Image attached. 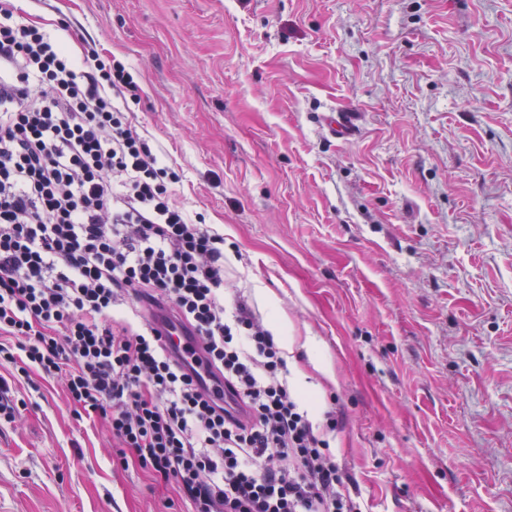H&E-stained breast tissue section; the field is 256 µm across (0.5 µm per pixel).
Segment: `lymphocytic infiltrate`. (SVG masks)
<instances>
[{
	"label": "lymphocytic infiltrate",
	"instance_id": "f902f5d3",
	"mask_svg": "<svg viewBox=\"0 0 512 512\" xmlns=\"http://www.w3.org/2000/svg\"><path fill=\"white\" fill-rule=\"evenodd\" d=\"M120 61L83 68L0 0V359L59 378L85 417L187 512H359L327 439L245 301L224 306V236L193 223L120 104ZM202 340L168 349L124 302Z\"/></svg>",
	"mask_w": 512,
	"mask_h": 512
}]
</instances>
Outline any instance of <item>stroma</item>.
Returning a JSON list of instances; mask_svg holds the SVG:
<instances>
[{"mask_svg":"<svg viewBox=\"0 0 512 512\" xmlns=\"http://www.w3.org/2000/svg\"><path fill=\"white\" fill-rule=\"evenodd\" d=\"M125 107L224 236V299L281 322L288 382L361 512H512V0H12ZM353 113L334 138L324 112ZM0 423V512H186L59 379Z\"/></svg>","mask_w":512,"mask_h":512,"instance_id":"obj_1","label":"stroma"}]
</instances>
